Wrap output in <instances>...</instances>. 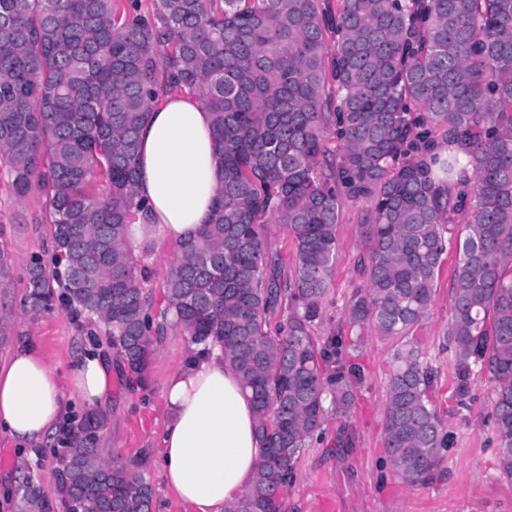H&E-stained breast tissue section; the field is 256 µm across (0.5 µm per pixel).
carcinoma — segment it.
I'll return each mask as SVG.
<instances>
[{"label": "carcinoma", "instance_id": "1", "mask_svg": "<svg viewBox=\"0 0 512 512\" xmlns=\"http://www.w3.org/2000/svg\"><path fill=\"white\" fill-rule=\"evenodd\" d=\"M155 2L146 15L136 0H0V162L17 197L46 196L55 247L52 269L28 264L26 308L60 301L99 324L146 380L161 326L126 240L139 132L159 95L195 90L219 187L210 223L177 248L163 314L189 343L220 347L255 406L266 452L226 512H270L271 499L285 512L302 449L327 418L347 425L367 324L400 338L385 463L409 486L432 477L448 435L411 332L463 211L444 341L458 398L480 374L495 384L497 466L512 480V0ZM344 193L368 202L366 287L348 333L321 343ZM270 223L296 243L286 280L264 261ZM85 427L57 456L62 505L78 494L83 512H149L151 484L86 444Z\"/></svg>", "mask_w": 512, "mask_h": 512}]
</instances>
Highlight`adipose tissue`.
<instances>
[{"label": "adipose tissue", "instance_id": "obj_1", "mask_svg": "<svg viewBox=\"0 0 512 512\" xmlns=\"http://www.w3.org/2000/svg\"><path fill=\"white\" fill-rule=\"evenodd\" d=\"M220 157L211 118L191 91L168 94L139 133L138 194L148 213L127 235L137 246L145 234L180 245L209 223ZM110 365L87 355L72 366L74 393L90 407L109 395ZM157 454L166 487L186 512H224L250 484L264 448L255 410L220 349L194 354L163 389ZM56 374L36 345L26 344L0 364V426L19 445H38L62 415Z\"/></svg>", "mask_w": 512, "mask_h": 512}]
</instances>
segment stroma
<instances>
[{"label":"stroma","instance_id":"1","mask_svg":"<svg viewBox=\"0 0 512 512\" xmlns=\"http://www.w3.org/2000/svg\"><path fill=\"white\" fill-rule=\"evenodd\" d=\"M48 206L40 191L25 199L11 192L9 170L0 164V363L27 342L39 344L54 367L66 413L64 424L80 425L92 412L73 397L72 366L78 356L99 352L111 360V398L96 412L104 425L97 445L103 456L115 455L138 470L152 485L153 512H184L168 491L156 463L162 428V390L168 376L183 367L190 349L186 336L165 324L154 344L157 356L145 383L127 382L122 361L109 349L98 326L63 306L32 313L23 306L25 268L32 256L50 261L53 249ZM367 205L343 198L336 230L335 272L314 334L326 338L346 330V309L357 290L366 286L361 261L368 251L363 235ZM132 255L144 269L143 288L160 313L163 284L175 258L171 245L148 240ZM457 263L456 246L448 244L435 296L427 318L413 331L425 361L437 371L434 401L445 419L448 449L433 480L406 485L385 465L384 408L387 381L396 340L377 337L365 326L359 361L366 382L358 392L348 420L351 444L337 448L338 424L327 421L321 437L300 454L285 493L287 512H512V481L496 467L498 446L491 400L494 385L488 377L475 378L467 405L456 401L453 355L444 343L452 307ZM61 430L49 433L36 448H19L0 434V512H26V484L45 494L43 512H62L55 489V450Z\"/></svg>","mask_w":512,"mask_h":512}]
</instances>
